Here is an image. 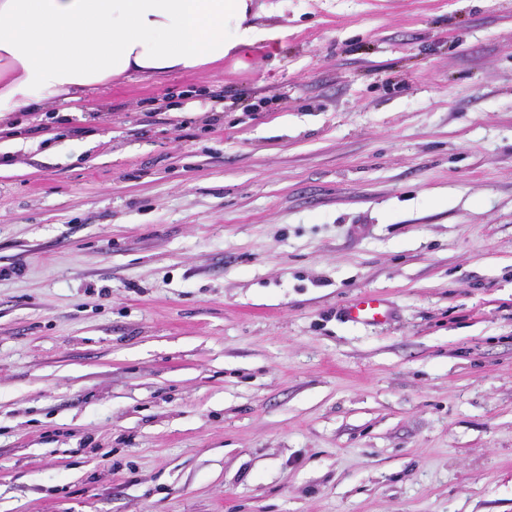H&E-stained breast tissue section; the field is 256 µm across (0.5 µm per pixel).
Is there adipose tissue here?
<instances>
[{
	"label": "adipose tissue",
	"mask_w": 512,
	"mask_h": 512,
	"mask_svg": "<svg viewBox=\"0 0 512 512\" xmlns=\"http://www.w3.org/2000/svg\"><path fill=\"white\" fill-rule=\"evenodd\" d=\"M251 17L252 0H0V117L217 65L271 38Z\"/></svg>",
	"instance_id": "ef3b65f1"
}]
</instances>
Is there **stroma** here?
<instances>
[{"label":"stroma","mask_w":512,"mask_h":512,"mask_svg":"<svg viewBox=\"0 0 512 512\" xmlns=\"http://www.w3.org/2000/svg\"><path fill=\"white\" fill-rule=\"evenodd\" d=\"M256 22L0 117V512H512V0ZM342 315L353 322L382 324L390 319L391 310L380 296L363 295L346 305Z\"/></svg>","instance_id":"obj_1"}]
</instances>
